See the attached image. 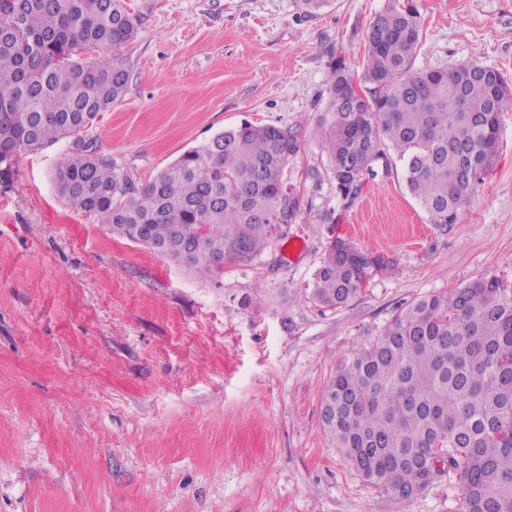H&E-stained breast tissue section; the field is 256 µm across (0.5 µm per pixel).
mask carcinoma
I'll return each mask as SVG.
<instances>
[{
    "label": "carcinoma",
    "instance_id": "1",
    "mask_svg": "<svg viewBox=\"0 0 512 512\" xmlns=\"http://www.w3.org/2000/svg\"><path fill=\"white\" fill-rule=\"evenodd\" d=\"M138 25L126 0H0V164L67 139L53 182L69 205L202 275L249 265L313 209L288 173L300 132L246 122L134 179L87 136L124 97L128 71L115 54L84 55L132 41ZM421 35L418 0H387L367 28L363 85L332 68L316 125L327 168L307 177L350 205L376 167L398 169L444 229L496 164L512 85L476 62L413 70ZM389 266L335 238L303 299L341 308ZM321 424L386 493L409 499L446 474L463 512H512V282L481 277L409 303L336 371Z\"/></svg>",
    "mask_w": 512,
    "mask_h": 512
}]
</instances>
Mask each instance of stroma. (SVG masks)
Here are the masks:
<instances>
[{"mask_svg": "<svg viewBox=\"0 0 512 512\" xmlns=\"http://www.w3.org/2000/svg\"><path fill=\"white\" fill-rule=\"evenodd\" d=\"M123 99L90 137L146 181L226 128L299 126L288 164L326 156L314 135L327 77H361L365 30L386 0H127ZM413 67L475 61L512 82V0H420ZM61 140L0 165V512H462L440 477L402 499L366 483L321 425L337 368L412 301L512 280V113L498 160L440 231L401 176L344 206L330 189L251 265L200 277L113 236L58 195ZM391 269L348 306L304 302L329 242Z\"/></svg>", "mask_w": 512, "mask_h": 512, "instance_id": "1", "label": "stroma"}]
</instances>
